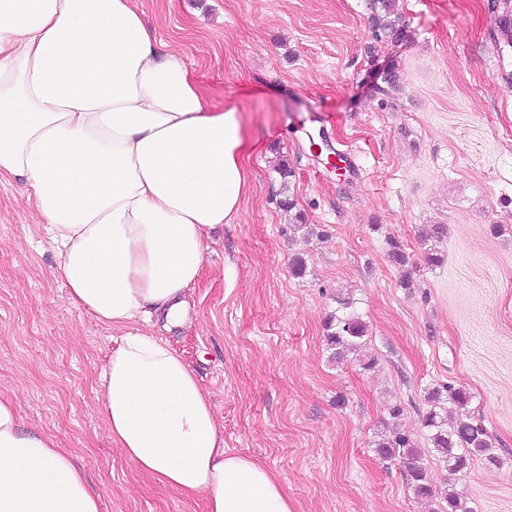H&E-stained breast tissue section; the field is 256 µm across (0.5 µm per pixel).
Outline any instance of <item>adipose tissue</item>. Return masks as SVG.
<instances>
[{"label": "adipose tissue", "instance_id": "1", "mask_svg": "<svg viewBox=\"0 0 512 512\" xmlns=\"http://www.w3.org/2000/svg\"><path fill=\"white\" fill-rule=\"evenodd\" d=\"M245 148L237 110L208 107L134 0H0V180L21 184L71 302L122 332L99 378L113 444L205 512H295L270 468L225 449L183 358L141 329L182 323L211 231L240 214ZM0 512H100L1 393Z\"/></svg>", "mask_w": 512, "mask_h": 512}]
</instances>
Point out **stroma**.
I'll return each mask as SVG.
<instances>
[{"mask_svg":"<svg viewBox=\"0 0 512 512\" xmlns=\"http://www.w3.org/2000/svg\"><path fill=\"white\" fill-rule=\"evenodd\" d=\"M398 5L402 33L378 41L367 0H139L209 106L238 109L250 185L235 223L210 236L185 325L149 330L195 372L225 447L273 470L296 512H430L403 460L380 459L374 442L395 403L400 430L424 442L425 396L441 384L469 393L499 462L454 475L433 460L430 484L472 512H512V6ZM316 129L361 177L327 171L309 149ZM434 224L447 227L435 246ZM55 268L27 200L1 181L0 393L24 431L70 454L101 512H205L113 445L97 391L119 333L69 302ZM345 298L372 369L327 348Z\"/></svg>","mask_w":512,"mask_h":512,"instance_id":"35a3bbf8","label":"stroma"}]
</instances>
